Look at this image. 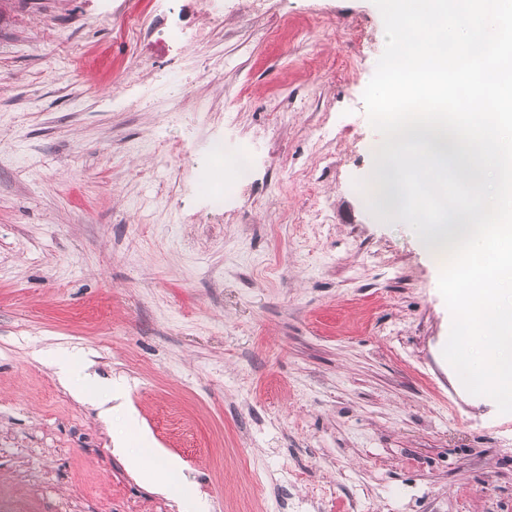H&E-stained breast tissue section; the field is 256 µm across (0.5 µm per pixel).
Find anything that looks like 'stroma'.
<instances>
[{
	"instance_id": "obj_1",
	"label": "stroma",
	"mask_w": 512,
	"mask_h": 512,
	"mask_svg": "<svg viewBox=\"0 0 512 512\" xmlns=\"http://www.w3.org/2000/svg\"><path fill=\"white\" fill-rule=\"evenodd\" d=\"M385 44L373 0H0V512H512V413L354 185ZM216 139L253 155L219 205ZM59 379L63 384L75 390L79 396L90 395L98 386L85 368L79 369L73 363L58 365ZM126 458L131 469L142 473L158 486H164L169 474L176 469V464L172 461L165 465H158L155 449L149 448L146 444H142L141 448H137Z\"/></svg>"
}]
</instances>
